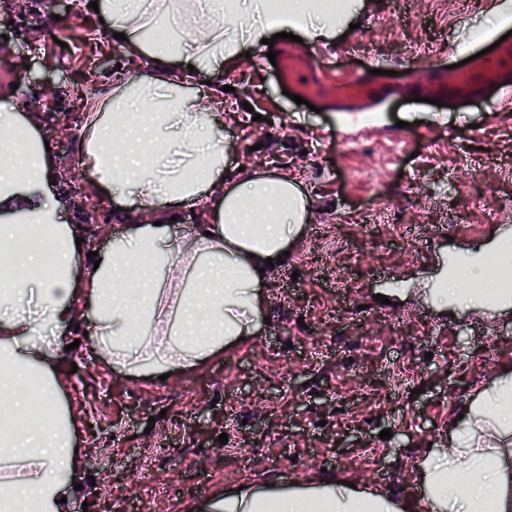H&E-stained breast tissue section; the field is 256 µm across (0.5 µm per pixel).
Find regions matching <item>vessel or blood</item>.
<instances>
[{
    "label": "vessel or blood",
    "instance_id": "1",
    "mask_svg": "<svg viewBox=\"0 0 512 512\" xmlns=\"http://www.w3.org/2000/svg\"><path fill=\"white\" fill-rule=\"evenodd\" d=\"M276 52L275 73L282 85L308 102L339 112L369 111L377 100L400 94L403 89L398 78L368 72L337 79L335 62L316 59L292 40L277 46ZM511 83L512 36L461 66L432 70L420 94L431 99L466 101L483 96L488 87Z\"/></svg>",
    "mask_w": 512,
    "mask_h": 512
}]
</instances>
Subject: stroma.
Here are the masks:
<instances>
[{
  "label": "stroma",
  "instance_id": "35a3bbf8",
  "mask_svg": "<svg viewBox=\"0 0 512 512\" xmlns=\"http://www.w3.org/2000/svg\"><path fill=\"white\" fill-rule=\"evenodd\" d=\"M89 2L28 0L24 20L0 25L13 51L0 93L26 102L46 84L65 91L38 129L56 153L55 113L89 109L71 90L106 91L87 70L107 45ZM511 24L512 0H354L312 48L348 72L374 66L409 84L362 118L296 104L261 47L225 66L232 166L286 161L310 219L267 281L259 333L195 372L123 378L90 337L62 353L63 401L99 462L76 474L70 512H112L118 499L129 512H202L228 484L325 474L414 493L416 456L512 368V306L448 305L431 291L448 253L497 248L512 230V99L437 106L416 101L415 87ZM398 371L412 378L400 396Z\"/></svg>",
  "mask_w": 512,
  "mask_h": 512
}]
</instances>
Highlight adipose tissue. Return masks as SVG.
<instances>
[{"label": "adipose tissue", "mask_w": 512, "mask_h": 512, "mask_svg": "<svg viewBox=\"0 0 512 512\" xmlns=\"http://www.w3.org/2000/svg\"><path fill=\"white\" fill-rule=\"evenodd\" d=\"M98 0L102 32L126 34L137 58L88 113L81 162L116 209L112 249L83 262L78 227L45 193L56 163L38 113L0 98V512H68L77 418L59 398L64 333L89 319L97 357L114 373L189 374L258 333L267 258L288 250L309 202L285 172L225 178L224 63L272 32L330 37L346 0ZM212 84L200 94L184 72ZM199 205L188 236L172 217ZM55 228L45 237V228ZM47 410L31 418L33 402ZM441 447L419 454L416 493L337 478L229 486L216 512H512V370L462 406Z\"/></svg>", "instance_id": "obj_1"}]
</instances>
